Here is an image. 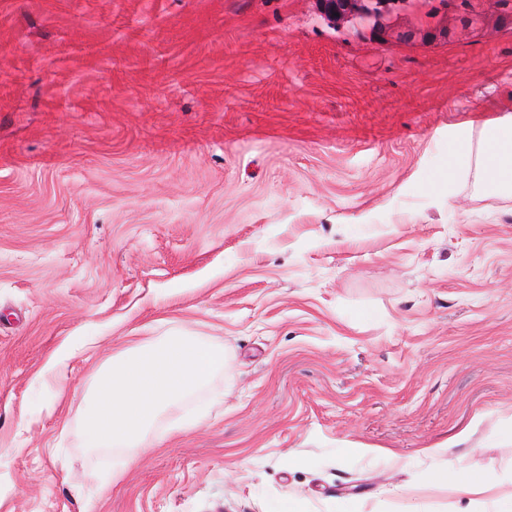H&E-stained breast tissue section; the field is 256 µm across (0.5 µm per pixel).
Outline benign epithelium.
<instances>
[{
	"label": "benign epithelium",
	"instance_id": "obj_1",
	"mask_svg": "<svg viewBox=\"0 0 512 512\" xmlns=\"http://www.w3.org/2000/svg\"><path fill=\"white\" fill-rule=\"evenodd\" d=\"M317 11L333 29L361 25L377 44L415 43L430 46L455 38L484 39L512 32V0H450L432 21L422 11L399 8L390 0H315Z\"/></svg>",
	"mask_w": 512,
	"mask_h": 512
}]
</instances>
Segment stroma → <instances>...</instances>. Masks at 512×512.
Listing matches in <instances>:
<instances>
[{
	"label": "stroma",
	"mask_w": 512,
	"mask_h": 512,
	"mask_svg": "<svg viewBox=\"0 0 512 512\" xmlns=\"http://www.w3.org/2000/svg\"><path fill=\"white\" fill-rule=\"evenodd\" d=\"M512 116V33L335 30L314 0H0V512H455L512 480V210L435 175ZM224 343V405L61 440L127 342ZM440 479L459 480L462 493L466 496L467 506L459 512H510L512 511V481L504 484L476 476H461L454 470L443 468L439 471ZM487 509H491L487 511Z\"/></svg>",
	"instance_id": "stroma-1"
}]
</instances>
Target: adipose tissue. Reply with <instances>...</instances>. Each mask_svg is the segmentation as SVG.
<instances>
[{
  "instance_id": "ef3b65f1",
  "label": "adipose tissue",
  "mask_w": 512,
  "mask_h": 512,
  "mask_svg": "<svg viewBox=\"0 0 512 512\" xmlns=\"http://www.w3.org/2000/svg\"><path fill=\"white\" fill-rule=\"evenodd\" d=\"M439 180L448 200L492 198L512 204V118L466 126L448 146ZM224 373V344L213 336L175 331L148 336L111 352L74 391L78 409L62 425L73 447L113 453L112 472L99 485L108 493L146 449L195 427L215 405L214 383ZM460 482V512H512V487L440 470Z\"/></svg>"
}]
</instances>
